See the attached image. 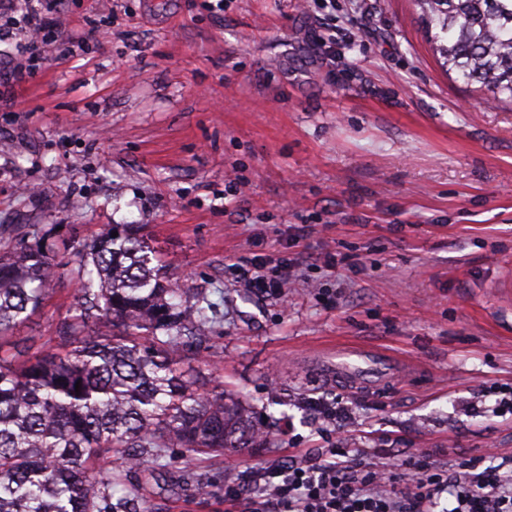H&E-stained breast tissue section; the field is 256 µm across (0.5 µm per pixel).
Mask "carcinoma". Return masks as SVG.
<instances>
[{"label":"carcinoma","mask_w":512,"mask_h":512,"mask_svg":"<svg viewBox=\"0 0 512 512\" xmlns=\"http://www.w3.org/2000/svg\"><path fill=\"white\" fill-rule=\"evenodd\" d=\"M416 2L446 71L512 103V0ZM141 229L108 225L83 245L76 306L46 340L57 346L31 354L6 346L64 263L51 228L0 250V512H141V478L175 496L189 474L174 459L267 437L224 385L202 392L179 369L209 330L208 300L173 282Z\"/></svg>","instance_id":"carcinoma-1"}]
</instances>
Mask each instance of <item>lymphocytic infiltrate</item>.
Instances as JSON below:
<instances>
[{"label":"lymphocytic infiltrate","instance_id":"obj_1","mask_svg":"<svg viewBox=\"0 0 512 512\" xmlns=\"http://www.w3.org/2000/svg\"><path fill=\"white\" fill-rule=\"evenodd\" d=\"M73 39L56 0H0V43L15 42L19 54ZM298 269L297 258L278 257L250 260L240 273L249 287L278 298ZM261 479L257 491L225 481L227 512H512V478L496 469L464 463L448 471L429 454L401 448L391 458L350 448L345 436L325 458L296 452Z\"/></svg>","mask_w":512,"mask_h":512}]
</instances>
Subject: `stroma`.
Returning <instances> with one entry per match:
<instances>
[{
    "mask_svg": "<svg viewBox=\"0 0 512 512\" xmlns=\"http://www.w3.org/2000/svg\"><path fill=\"white\" fill-rule=\"evenodd\" d=\"M84 37L0 107V225L52 227L59 257L108 224H140L212 332L180 367L266 425L263 448L203 456L163 512H224V474L334 428L302 396L355 402L358 448L432 451L439 468L512 472V106L447 73L415 0H61ZM292 224L310 237L293 244ZM303 252L280 301L234 262ZM64 276L16 327L39 348L77 300ZM367 350V384L328 373Z\"/></svg>",
    "mask_w": 512,
    "mask_h": 512,
    "instance_id": "1",
    "label": "stroma"
}]
</instances>
